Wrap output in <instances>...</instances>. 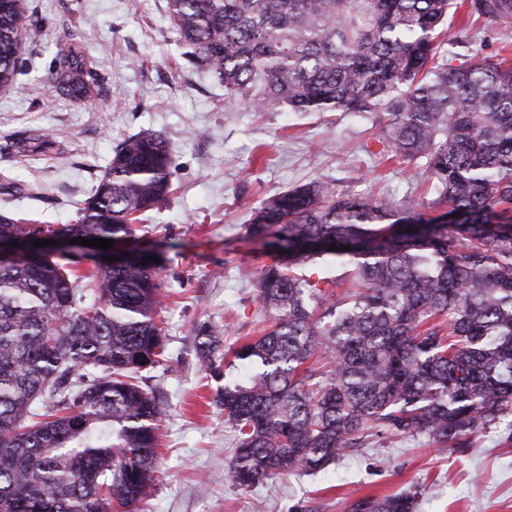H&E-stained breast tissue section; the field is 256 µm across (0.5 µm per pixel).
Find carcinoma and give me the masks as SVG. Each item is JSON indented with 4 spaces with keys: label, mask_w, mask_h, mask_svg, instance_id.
<instances>
[{
    "label": "carcinoma",
    "mask_w": 512,
    "mask_h": 512,
    "mask_svg": "<svg viewBox=\"0 0 512 512\" xmlns=\"http://www.w3.org/2000/svg\"><path fill=\"white\" fill-rule=\"evenodd\" d=\"M461 9L512 25V0H168L192 64L228 102L376 114L381 153L422 170L434 195L313 180L251 214L247 233L271 258L256 288L272 321L232 350L248 371L217 394L237 487L324 472L376 438L465 452L491 425L512 428V63L455 51L476 46L471 27L448 24ZM23 27V0H0L2 88L22 73ZM57 62L55 80L85 99L83 58L68 46ZM173 175L165 138L143 130L115 149L75 222L1 212L0 241L125 243L137 214L169 205ZM319 259L350 268L346 290L301 272ZM157 273L0 256V512H135L152 494L166 407L138 374L164 356ZM197 339L206 367L224 360L217 326ZM416 508L403 491L349 512Z\"/></svg>",
    "instance_id": "obj_1"
}]
</instances>
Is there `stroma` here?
<instances>
[{"instance_id":"35a3bbf8","label":"stroma","mask_w":512,"mask_h":512,"mask_svg":"<svg viewBox=\"0 0 512 512\" xmlns=\"http://www.w3.org/2000/svg\"><path fill=\"white\" fill-rule=\"evenodd\" d=\"M24 73L0 90V210L44 224L74 220L129 136L152 130L170 143L171 204L146 212L137 238L161 260L159 313L167 358L144 386L164 400L160 481L140 512H348L359 496L418 494L417 512H512V441L502 426L470 450L439 452L425 439L376 442L341 458L330 476L266 479L242 489L227 478L234 436L214 403L225 378L206 370L195 329L209 321L225 346L256 335L268 315L256 282L269 257L247 236L252 211L312 179L343 182L365 196L419 198V170L364 146L374 118L338 112H254L227 103L224 88L185 54L167 0H24ZM86 53L98 74L76 101L51 79L59 45ZM363 177H356V167Z\"/></svg>"}]
</instances>
